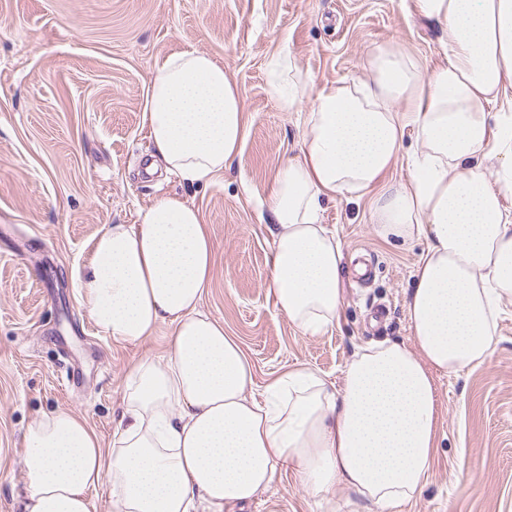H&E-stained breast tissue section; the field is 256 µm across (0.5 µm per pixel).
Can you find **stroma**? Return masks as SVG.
I'll list each match as a JSON object with an SVG mask.
<instances>
[{
  "label": "stroma",
  "instance_id": "35a3bbf8",
  "mask_svg": "<svg viewBox=\"0 0 512 512\" xmlns=\"http://www.w3.org/2000/svg\"><path fill=\"white\" fill-rule=\"evenodd\" d=\"M284 46L322 85L362 76L379 46L434 68L448 35L415 0H0V512H20L28 425L67 409L111 442L128 367L164 355L162 331L137 344L102 335L76 285L96 233L135 223L158 197L182 196L207 223L215 264L202 307L249 357L254 392L300 365L339 380L356 346L408 340L406 300L425 243L378 238L366 198L323 204L343 245L339 326L301 335L270 299L266 200L300 152L304 121L267 93L268 62ZM181 50L223 64L248 118L240 157L205 187L143 172L146 82ZM359 252L374 263L366 282L354 272ZM378 304L388 315L377 326L368 313ZM498 333L488 364L436 377L438 448L421 495L400 512H512V304ZM370 510L342 485L321 502L285 470L244 512Z\"/></svg>",
  "mask_w": 512,
  "mask_h": 512
}]
</instances>
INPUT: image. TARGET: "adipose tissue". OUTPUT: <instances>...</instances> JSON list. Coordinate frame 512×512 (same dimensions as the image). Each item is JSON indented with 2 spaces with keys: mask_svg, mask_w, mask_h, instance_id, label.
<instances>
[{
  "mask_svg": "<svg viewBox=\"0 0 512 512\" xmlns=\"http://www.w3.org/2000/svg\"><path fill=\"white\" fill-rule=\"evenodd\" d=\"M448 33L443 63L373 50L363 77L316 85L288 50L272 58L271 95L306 106L301 152L275 178L269 292L304 336L341 317L343 251L322 202L370 197L383 240H425L406 302L409 341L359 346L334 382L306 366L252 392L253 369L203 311L214 249L201 212L177 195L108 224L78 276L82 304L117 343L168 332L163 357L129 368L112 444L80 415L44 414L23 433L21 512H233L283 468L312 496L354 489L376 512L418 496L436 452L439 375L486 364L512 300V0H416ZM147 173L205 186L241 152L247 117L235 81L210 55L182 50L150 72ZM410 176L387 180L404 148Z\"/></svg>",
  "mask_w": 512,
  "mask_h": 512,
  "instance_id": "1",
  "label": "adipose tissue"
}]
</instances>
